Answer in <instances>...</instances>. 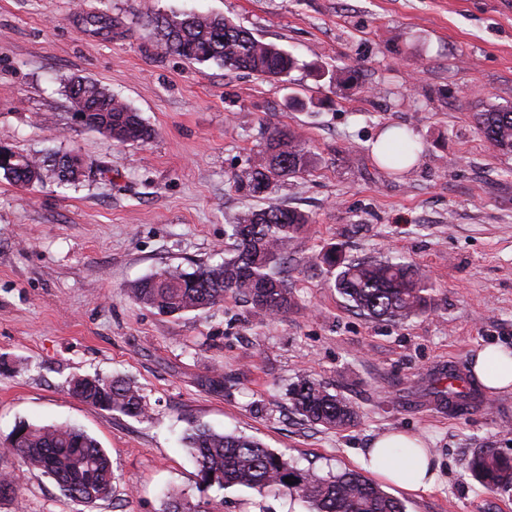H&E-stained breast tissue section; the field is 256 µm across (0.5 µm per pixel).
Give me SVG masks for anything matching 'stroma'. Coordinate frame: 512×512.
<instances>
[{"label":"stroma","mask_w":512,"mask_h":512,"mask_svg":"<svg viewBox=\"0 0 512 512\" xmlns=\"http://www.w3.org/2000/svg\"><path fill=\"white\" fill-rule=\"evenodd\" d=\"M94 13L116 29L86 31ZM185 13L224 16L298 66L273 82L165 53L152 22ZM344 66L356 84L330 83ZM73 76L123 98L154 138L121 144L75 120L63 92ZM509 105L512 0H0V146L93 165L76 185L0 177V444L21 421L71 424L120 476L111 498L83 504L0 454V472L16 477L0 512H162L174 488L222 501L221 512H308L287 496L203 487L181 443L193 422L255 436L322 474L360 469L375 438L404 431L440 469L431 489H393L406 512H512V491L488 490L468 468L479 450L512 451V390L477 389L457 412L435 383L483 347L512 352V153L475 120ZM273 126L300 130L315 166L251 198L237 182ZM389 126L420 148L407 173L370 151ZM271 202L310 218L288 265L287 315L229 296L172 317L130 298L161 268L222 262L228 225ZM331 246L420 265L433 309L400 322L362 315L316 261ZM300 373L347 399L357 424L328 430L294 414L287 389ZM216 374L223 390L204 385ZM94 375L138 385L146 415L70 394L73 378Z\"/></svg>","instance_id":"1"}]
</instances>
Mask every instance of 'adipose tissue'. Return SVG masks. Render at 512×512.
I'll return each mask as SVG.
<instances>
[{
  "label": "adipose tissue",
  "mask_w": 512,
  "mask_h": 512,
  "mask_svg": "<svg viewBox=\"0 0 512 512\" xmlns=\"http://www.w3.org/2000/svg\"><path fill=\"white\" fill-rule=\"evenodd\" d=\"M471 371L486 391L512 389V356L498 347L478 351ZM366 462L371 471L408 492L429 489L437 480L432 456L418 439L403 432L387 433L374 440L367 450Z\"/></svg>",
  "instance_id": "obj_1"
}]
</instances>
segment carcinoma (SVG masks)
<instances>
[{"mask_svg": "<svg viewBox=\"0 0 512 512\" xmlns=\"http://www.w3.org/2000/svg\"><path fill=\"white\" fill-rule=\"evenodd\" d=\"M153 31L166 52L196 62L213 61L229 71H242L282 81L297 67V59L278 45L232 24L218 15L186 14L154 22ZM75 112H90L91 127L122 144L144 145L155 135L128 104L95 81L77 78L65 85ZM487 141L504 153L512 152V106L476 114ZM0 165V174L10 182L29 187L42 179L45 162L11 148ZM417 148L402 134L392 133L382 146L380 159L392 170L403 169ZM314 156L296 131L275 127L268 133L263 152L253 160L240 180L249 196L257 198L269 186L289 176L310 171ZM53 171L61 183L75 184L84 173L77 155L54 160ZM309 218L279 204L249 208L230 225L232 248L224 261L201 262L187 272L162 268L130 289V297L159 313L180 316L219 305L227 295L246 298L256 313L274 319L294 307L287 281L280 277L292 251L293 241ZM328 269H339L335 288L366 317L404 320L432 306L433 284L415 263L393 259L353 262L332 246L319 255ZM72 394L81 401L108 412L130 417L146 414L142 389L115 377L76 379ZM288 400L304 420L326 429L343 430L357 419L352 405L320 381L299 375L289 385ZM183 443L195 459L201 483L207 488L252 489L261 495L298 497L309 512H405L398 498L385 492L372 479L355 470L321 475L300 468L245 434L220 433L204 424L186 429ZM0 450L21 457L30 467L51 477L64 496L84 504L112 496L118 476L112 460L98 441L72 426L15 425ZM472 475L492 491L512 489V460L492 449L481 450L469 460ZM295 480L290 485L284 481ZM208 501L193 503L184 492H169L163 512H214Z\"/></svg>", "mask_w": 512, "mask_h": 512, "instance_id": "cac0c4a2", "label": "carcinoma"}]
</instances>
